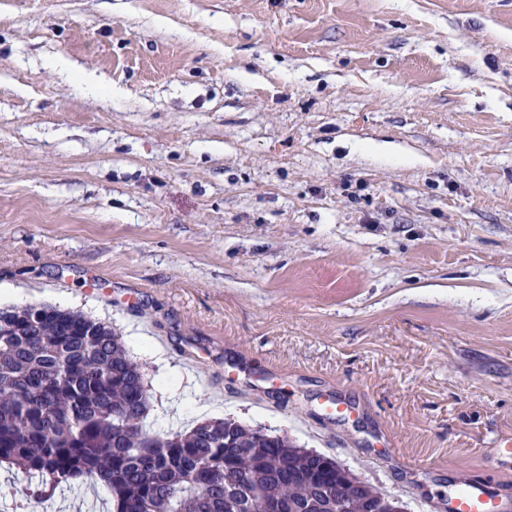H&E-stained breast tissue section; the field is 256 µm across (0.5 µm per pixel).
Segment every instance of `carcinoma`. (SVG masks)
Segmentation results:
<instances>
[{
    "instance_id": "cac0c4a2",
    "label": "carcinoma",
    "mask_w": 512,
    "mask_h": 512,
    "mask_svg": "<svg viewBox=\"0 0 512 512\" xmlns=\"http://www.w3.org/2000/svg\"><path fill=\"white\" fill-rule=\"evenodd\" d=\"M151 395L105 322L31 303L0 308V469L34 504L75 484L110 490L114 512H336L324 455L232 418L183 432L144 428ZM235 448L224 447V425ZM377 490L350 492L365 512Z\"/></svg>"
}]
</instances>
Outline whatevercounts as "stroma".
<instances>
[{
	"label": "stroma",
	"mask_w": 512,
	"mask_h": 512,
	"mask_svg": "<svg viewBox=\"0 0 512 512\" xmlns=\"http://www.w3.org/2000/svg\"><path fill=\"white\" fill-rule=\"evenodd\" d=\"M29 303L111 325L147 428L209 406L409 512L512 504V0H0V307ZM502 506L480 482H467L462 491L448 499V512H501Z\"/></svg>",
	"instance_id": "35a3bbf8"
}]
</instances>
